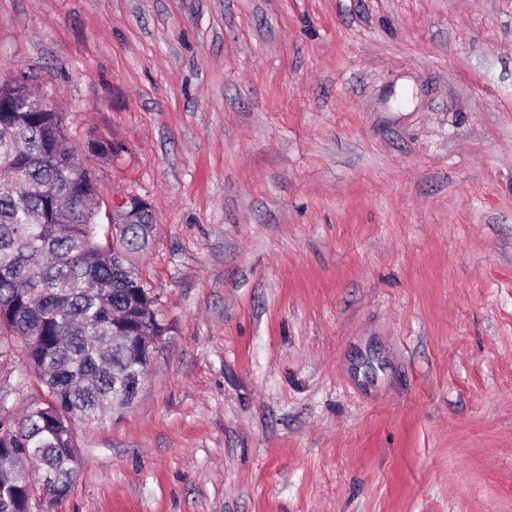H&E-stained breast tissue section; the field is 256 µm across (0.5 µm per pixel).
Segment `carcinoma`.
Listing matches in <instances>:
<instances>
[{
    "label": "carcinoma",
    "mask_w": 512,
    "mask_h": 512,
    "mask_svg": "<svg viewBox=\"0 0 512 512\" xmlns=\"http://www.w3.org/2000/svg\"><path fill=\"white\" fill-rule=\"evenodd\" d=\"M27 83L0 87V330L20 339L46 388L14 422H0V458L35 459L43 484L0 470V512H31L66 495L78 476L74 421L103 406L120 412L147 375L164 332L156 299L130 270L156 236L151 210L98 239L99 193L87 167L71 164L61 112H9Z\"/></svg>",
    "instance_id": "carcinoma-1"
}]
</instances>
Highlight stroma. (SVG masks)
Returning a JSON list of instances; mask_svg holds the SVG:
<instances>
[{
	"instance_id": "obj_1",
	"label": "stroma",
	"mask_w": 512,
	"mask_h": 512,
	"mask_svg": "<svg viewBox=\"0 0 512 512\" xmlns=\"http://www.w3.org/2000/svg\"><path fill=\"white\" fill-rule=\"evenodd\" d=\"M20 72L165 328L47 512H512V0H0Z\"/></svg>"
}]
</instances>
